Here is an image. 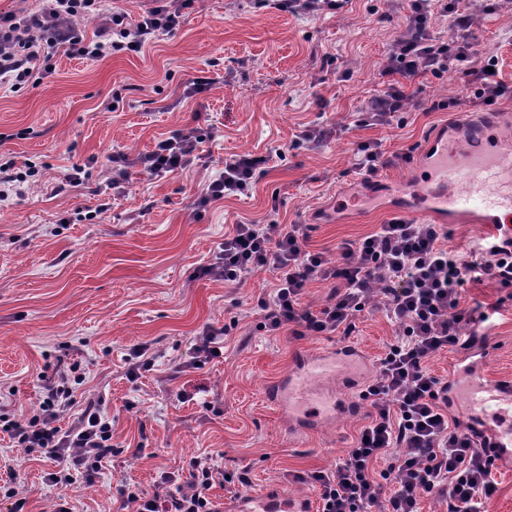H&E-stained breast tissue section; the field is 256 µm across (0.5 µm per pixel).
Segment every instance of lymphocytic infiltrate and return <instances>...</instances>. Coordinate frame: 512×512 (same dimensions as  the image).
I'll list each match as a JSON object with an SVG mask.
<instances>
[{"label": "lymphocytic infiltrate", "mask_w": 512, "mask_h": 512, "mask_svg": "<svg viewBox=\"0 0 512 512\" xmlns=\"http://www.w3.org/2000/svg\"><path fill=\"white\" fill-rule=\"evenodd\" d=\"M191 0H155L137 20H129L114 0H39L37 9L0 12V86H38L54 72L55 51L91 60L138 53L173 34ZM448 26L434 35L433 17ZM100 20L85 37L77 19ZM476 17L462 0H410L404 30L391 42L381 71L383 88L357 113L360 127L391 124L413 98L407 85L419 78L461 72L471 91L470 105L512 100V84L494 73L496 56H483L475 40ZM202 142L195 131L155 142L137 165L152 178L186 170ZM268 159L235 155L207 184L196 207L227 196L250 194L256 170ZM440 225L392 218L355 241L340 244V261L307 248L303 224H237L225 234L200 276L243 285L255 272L272 270L269 294L259 296L263 327L296 336L351 335L365 308L383 311L396 334L384 347L374 375L361 392L370 410L354 444L331 470L307 474L318 489L319 512H421L422 495L444 502L448 512H485L497 491L498 456L487 440L465 431L448 414L447 388L431 372L428 359L449 349L470 348L465 326L486 321L479 307L462 304L465 285L491 281L512 288V235L497 232L469 249L448 247ZM334 287L320 308L306 298L310 286ZM80 363L43 380V400L27 415L0 403V432L16 447L55 462L48 481L59 489L75 475L98 478L112 455V421L101 402H87L77 421L61 429L57 420L74 404L82 384ZM246 472L225 473L213 456L197 455L162 473L153 493L121 490L126 512H222L209 491L213 485L243 486Z\"/></svg>", "instance_id": "lymphocytic-infiltrate-1"}]
</instances>
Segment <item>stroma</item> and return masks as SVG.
Listing matches in <instances>:
<instances>
[{
  "label": "stroma",
  "mask_w": 512,
  "mask_h": 512,
  "mask_svg": "<svg viewBox=\"0 0 512 512\" xmlns=\"http://www.w3.org/2000/svg\"><path fill=\"white\" fill-rule=\"evenodd\" d=\"M474 14L479 51L496 55L500 78L512 83V13L478 7ZM405 21V10L385 0H350L343 12L317 17L257 0H195L174 35L141 53L92 61L60 52L40 86L0 88V155L41 164L44 179L0 202V401L19 413L38 408V375L80 361L76 406L59 424L69 427L86 401H102L114 448L99 478L80 477L67 488L76 512H117L118 485L152 490L162 472L207 453L221 456L225 470L247 469L249 491L284 490L317 504V490L298 474L334 469L365 414L294 439L264 390L300 354L343 342L378 361L395 327L383 312L367 311L347 337L271 336L259 327L256 299L273 271L234 288L197 270L236 224L307 225L308 248L334 261L341 242L404 216L398 197L419 183L413 165L380 170L377 189H368L354 167L358 144L379 142L389 155L421 152L449 121L424 104L467 95L451 73L424 84L402 113V127H356ZM202 71L209 89L186 96L188 80ZM117 97L119 109L108 111ZM316 120L336 125L337 136L317 148L293 146L294 135ZM211 125L219 134L209 139ZM193 128L205 139L184 173L150 179L134 167L125 193L105 189L113 153L133 158ZM279 149L284 158H276ZM242 152L270 158L251 194L195 210L204 185ZM75 165L89 181L52 193ZM500 295L488 285L463 293L464 305H499L474 328L493 353L488 385L512 377V299ZM234 316L239 324L223 356L189 368L194 337ZM141 345L152 366L132 379L127 361ZM4 463L24 482L22 512H54L52 461L0 432Z\"/></svg>",
  "instance_id": "1"
}]
</instances>
